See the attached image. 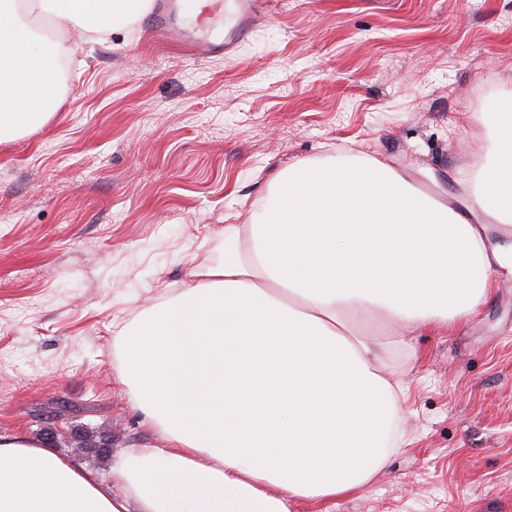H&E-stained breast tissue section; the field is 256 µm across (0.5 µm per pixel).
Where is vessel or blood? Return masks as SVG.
<instances>
[{
    "label": "vessel or blood",
    "instance_id": "1",
    "mask_svg": "<svg viewBox=\"0 0 512 512\" xmlns=\"http://www.w3.org/2000/svg\"><path fill=\"white\" fill-rule=\"evenodd\" d=\"M179 0H151L145 16L150 36L175 42L193 57H212L224 52V3L208 0L193 22L179 18Z\"/></svg>",
    "mask_w": 512,
    "mask_h": 512
}]
</instances>
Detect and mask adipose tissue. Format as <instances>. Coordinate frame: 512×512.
<instances>
[{
    "label": "adipose tissue",
    "mask_w": 512,
    "mask_h": 512,
    "mask_svg": "<svg viewBox=\"0 0 512 512\" xmlns=\"http://www.w3.org/2000/svg\"><path fill=\"white\" fill-rule=\"evenodd\" d=\"M0 0V136L40 126L64 45ZM454 203L375 158L298 162L224 257L117 334L120 379L166 447L103 485L38 440L0 435V512H292L366 485L398 446L400 384L378 350L401 324L462 325L512 279V100ZM379 313L381 337L351 320Z\"/></svg>",
    "instance_id": "obj_1"
}]
</instances>
